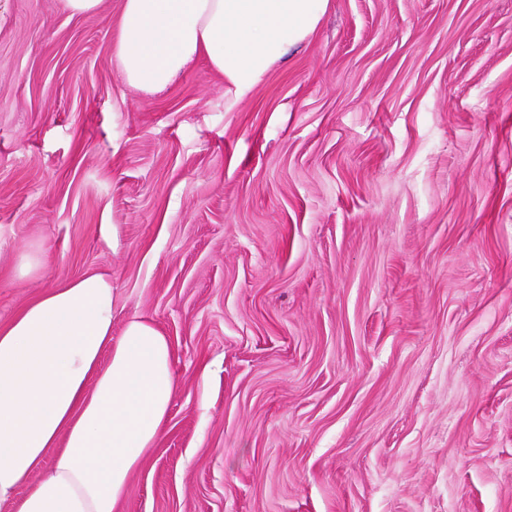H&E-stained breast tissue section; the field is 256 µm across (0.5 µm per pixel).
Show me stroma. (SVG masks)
<instances>
[{"instance_id": "stroma-1", "label": "stroma", "mask_w": 512, "mask_h": 512, "mask_svg": "<svg viewBox=\"0 0 512 512\" xmlns=\"http://www.w3.org/2000/svg\"><path fill=\"white\" fill-rule=\"evenodd\" d=\"M120 8L0 0V326L97 271L174 353L120 512H512V0H331L229 110ZM16 261L21 274L37 275L46 268L47 254L41 247L28 246L18 252Z\"/></svg>"}]
</instances>
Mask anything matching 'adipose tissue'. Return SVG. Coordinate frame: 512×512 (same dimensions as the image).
I'll list each match as a JSON object with an SVG mask.
<instances>
[{"mask_svg": "<svg viewBox=\"0 0 512 512\" xmlns=\"http://www.w3.org/2000/svg\"><path fill=\"white\" fill-rule=\"evenodd\" d=\"M330 0H122L114 41L126 83L163 92L203 60L232 108ZM112 286L88 273L45 289L0 326V506L119 512L177 392L172 348L147 318L113 336Z\"/></svg>", "mask_w": 512, "mask_h": 512, "instance_id": "adipose-tissue-1", "label": "adipose tissue"}]
</instances>
